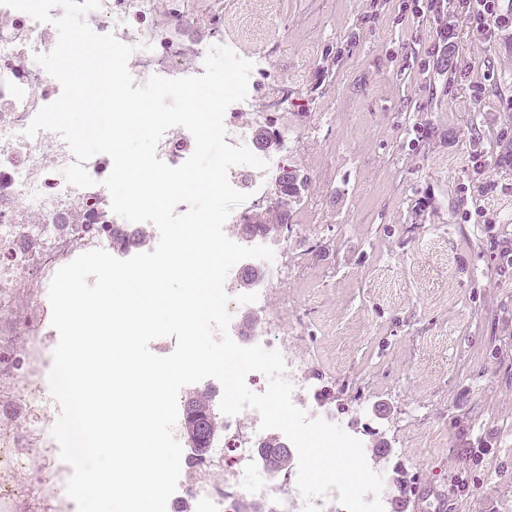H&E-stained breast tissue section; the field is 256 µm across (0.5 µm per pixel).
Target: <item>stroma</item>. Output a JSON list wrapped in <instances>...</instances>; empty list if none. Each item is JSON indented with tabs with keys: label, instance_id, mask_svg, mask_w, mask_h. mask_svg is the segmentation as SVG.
<instances>
[{
	"label": "stroma",
	"instance_id": "obj_1",
	"mask_svg": "<svg viewBox=\"0 0 512 512\" xmlns=\"http://www.w3.org/2000/svg\"><path fill=\"white\" fill-rule=\"evenodd\" d=\"M415 2L224 0L225 41L265 68L237 120L268 112L264 160L309 178L260 317L267 350L307 359L306 404L331 391L339 426L385 449L383 500L401 470L447 512H512V27L478 42L457 0Z\"/></svg>",
	"mask_w": 512,
	"mask_h": 512
}]
</instances>
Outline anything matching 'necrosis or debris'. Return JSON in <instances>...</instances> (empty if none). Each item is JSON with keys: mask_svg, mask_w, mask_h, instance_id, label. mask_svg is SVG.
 <instances>
[{"mask_svg": "<svg viewBox=\"0 0 512 512\" xmlns=\"http://www.w3.org/2000/svg\"><path fill=\"white\" fill-rule=\"evenodd\" d=\"M223 13V0H101L86 22L94 32L114 33L134 46L128 69L141 84L154 75L203 74L209 49L224 42L217 28ZM57 42L54 25L0 6V309L10 313L0 320V382L25 403L49 374L53 359L29 342L23 348L29 357L26 374L18 376L16 339L42 335L46 317L40 293L19 297L16 289L34 280L41 290L48 288L56 271L78 255L111 249L113 229L122 222L103 185L112 170L108 155L85 162L95 184L78 188L62 174L75 157L59 135H24L38 111L61 93L60 83L35 60ZM245 418L256 428L255 443L264 442L255 410L225 417L224 445L200 462V477L179 480L178 497L191 500L198 512H238L244 501L263 502V512H303L297 485L272 490L250 448L241 445ZM52 428L46 419L30 430L19 424L12 405L0 404V512H22L16 476L35 470L40 448L53 442Z\"/></svg>", "mask_w": 512, "mask_h": 512, "instance_id": "1", "label": "necrosis or debris"}]
</instances>
